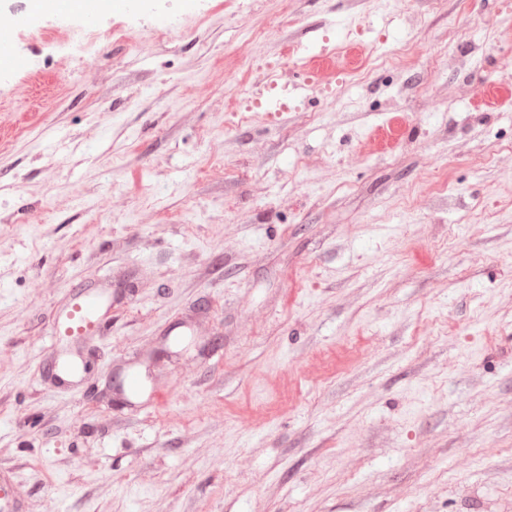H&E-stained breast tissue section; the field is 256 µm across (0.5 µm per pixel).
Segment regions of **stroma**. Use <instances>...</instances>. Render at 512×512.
<instances>
[{
  "instance_id": "35a3bbf8",
  "label": "stroma",
  "mask_w": 512,
  "mask_h": 512,
  "mask_svg": "<svg viewBox=\"0 0 512 512\" xmlns=\"http://www.w3.org/2000/svg\"><path fill=\"white\" fill-rule=\"evenodd\" d=\"M11 13L0 467L25 512H512V0H134L90 43ZM320 55L305 104L246 111L267 65ZM105 279L83 385H46L53 311Z\"/></svg>"
}]
</instances>
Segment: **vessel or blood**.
<instances>
[{"label":"vessel or blood","mask_w":512,"mask_h":512,"mask_svg":"<svg viewBox=\"0 0 512 512\" xmlns=\"http://www.w3.org/2000/svg\"><path fill=\"white\" fill-rule=\"evenodd\" d=\"M133 0H77L76 9L86 24H94L105 13L128 11ZM9 64L23 71L28 67L26 58L15 55L13 35L0 31V64ZM324 75L318 68H309L302 87H281L270 80L266 96L255 99L254 107L261 112H285L303 101V89L321 86ZM112 306V293L104 286L87 287L72 292L67 304L56 310L51 319V336L56 357L52 374L53 383L61 388L75 390L87 373L86 358L81 347L90 338L100 335L103 322ZM0 512H23L14 475L0 468Z\"/></svg>","instance_id":"obj_1"}]
</instances>
